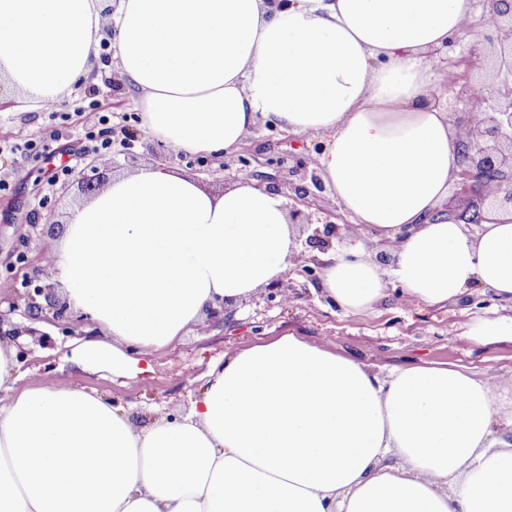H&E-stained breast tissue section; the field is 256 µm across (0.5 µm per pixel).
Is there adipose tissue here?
I'll return each mask as SVG.
<instances>
[{
	"mask_svg": "<svg viewBox=\"0 0 512 512\" xmlns=\"http://www.w3.org/2000/svg\"><path fill=\"white\" fill-rule=\"evenodd\" d=\"M476 0H0V73L38 106L89 77L103 41L150 135L185 154L249 146L260 122L319 135L321 177L390 271L346 249L324 291L347 313L427 306L473 283L512 303V209L478 233L438 212L459 134L430 100L427 52L476 25ZM303 248L287 198L223 194L156 164L113 178L46 254L100 336L68 359L128 373L217 301L282 280ZM501 377L451 363L388 373L292 333L224 354L183 414L131 409L52 377L24 383L0 340V512H512Z\"/></svg>",
	"mask_w": 512,
	"mask_h": 512,
	"instance_id": "ef3b65f1",
	"label": "adipose tissue"
}]
</instances>
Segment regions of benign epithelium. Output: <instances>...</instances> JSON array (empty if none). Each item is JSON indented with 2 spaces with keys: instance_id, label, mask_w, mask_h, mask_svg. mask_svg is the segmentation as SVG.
Listing matches in <instances>:
<instances>
[{
  "instance_id": "1",
  "label": "benign epithelium",
  "mask_w": 512,
  "mask_h": 512,
  "mask_svg": "<svg viewBox=\"0 0 512 512\" xmlns=\"http://www.w3.org/2000/svg\"><path fill=\"white\" fill-rule=\"evenodd\" d=\"M489 23L495 29V37L484 35L471 46L470 64L480 69L490 66L498 83L477 80L461 85L455 80L447 85V90L457 91V95L467 101L480 102V106L453 117L454 126L464 131L467 140L461 143L462 165L456 179L463 198L448 208V217L463 224L480 223L481 209L489 197L498 199L503 207H512V0H490ZM111 172L112 163H104L96 156L90 158L78 178L84 194L98 193ZM288 176V191L294 193L293 200L303 205L301 209L291 207L293 223L310 226L312 222L305 209L314 206L309 200L312 192L306 186L294 183L291 177L308 178L317 187L321 186V179L315 173L307 174L306 167L300 164L288 170ZM43 255L41 248L31 257L26 252L17 255V262L24 264L23 279L28 284V288L18 293V297L25 300V318L52 322L67 336L76 332L86 335L82 327L88 325L87 318L82 314L74 315L67 302L56 295L55 288L44 283L49 273L42 264ZM299 298L298 289L281 282L266 288L264 295L266 301H276L282 306ZM206 313L215 326L229 327L232 324L222 301L208 306ZM6 322V314L0 311V337L8 336L15 341L27 334L34 341H41L37 330L29 326L13 324L10 329L3 330Z\"/></svg>"
}]
</instances>
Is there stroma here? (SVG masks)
I'll return each instance as SVG.
<instances>
[{"instance_id": "obj_1", "label": "stroma", "mask_w": 512, "mask_h": 512, "mask_svg": "<svg viewBox=\"0 0 512 512\" xmlns=\"http://www.w3.org/2000/svg\"><path fill=\"white\" fill-rule=\"evenodd\" d=\"M93 80L76 85L63 94L55 112L29 108L23 92L0 84V295L9 296L20 287L15 274L21 247L37 251L42 242L32 225L45 214L66 221L86 197L73 175L90 159L84 145L105 136L112 141L113 175L130 174L161 163L196 180L204 189L219 193L241 179L267 184L298 162L314 163L321 148L319 139L287 133L273 125L258 126L250 147L234 153L229 170L206 155H189L163 146L141 123L138 95L121 82L113 49H103L92 63ZM106 116L105 126L86 123L85 115ZM34 140L47 144L46 152L25 153L21 144ZM262 162H255V154ZM69 165L73 174L47 181L48 172ZM310 227L299 228L307 254L320 255L335 248L362 243L367 255L378 258L383 247L372 235L357 228H340L326 243H310ZM285 281L302 289L301 299L285 306L264 308L254 298L231 304L236 322L234 333L210 326L193 329L174 347L141 360L136 371L123 375L88 373L65 360L67 337L50 322H42L47 345L29 343L18 366L26 381L54 374L63 383L96 390L113 403L143 414L159 410L176 415L202 385L211 362L225 351L247 348L259 340L292 333L318 343L331 339L337 352L387 371L396 367L453 363L473 371L506 375L501 391L504 412L512 413V341L484 336L460 335L458 327L478 318L511 316L512 306L499 302L483 287H470L464 298L442 306L420 307L399 296H391L370 311L347 314L330 305L315 290L314 282L288 269Z\"/></svg>"}]
</instances>
